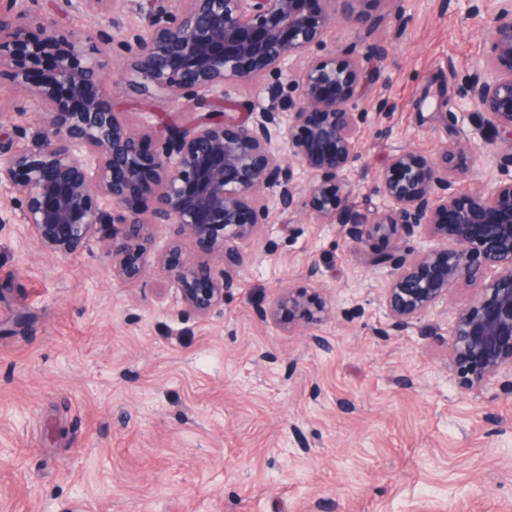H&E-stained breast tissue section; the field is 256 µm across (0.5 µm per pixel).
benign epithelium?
Masks as SVG:
<instances>
[{"instance_id": "7a95c632", "label": "benign epithelium", "mask_w": 512, "mask_h": 512, "mask_svg": "<svg viewBox=\"0 0 512 512\" xmlns=\"http://www.w3.org/2000/svg\"><path fill=\"white\" fill-rule=\"evenodd\" d=\"M146 0L120 42L126 82L144 95L164 92L201 110L188 127L154 128V148L144 150L127 113L100 91L104 77L86 44L112 50L104 29L62 30L39 17L31 0L0 5V69L39 110L42 132L33 150H0V190L10 194L40 245L73 253L96 234L108 241L114 275L134 281L146 251L144 216L171 224L195 240L196 259L172 246L160 265L178 285L184 310L205 316L224 305L236 287L239 243L265 224L296 217L349 225L350 239H382L400 255L384 289L392 324L420 319L455 285L477 289L457 308L448 327L450 357L462 387L479 388L506 372L512 377V177L489 191L461 198L457 183L470 169L471 143L426 158L410 149L387 157L378 193L386 201L366 213L348 207L346 173L367 115L357 111L359 90L376 71L352 54L324 52L328 29L372 24L357 0ZM96 14L114 0H78ZM493 14L484 35L486 56L468 73L463 96L479 118L482 148L502 135L512 140V0H484ZM303 60L282 110L250 108L242 120L226 117L224 85L276 74ZM53 68L40 81L48 60ZM288 153H282V147ZM312 174L302 185L292 164ZM421 246L408 245L410 240ZM223 253L214 270L206 255ZM288 312L287 330L314 324L302 290H288L269 309Z\"/></svg>"}]
</instances>
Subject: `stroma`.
<instances>
[{"instance_id": "1", "label": "stroma", "mask_w": 512, "mask_h": 512, "mask_svg": "<svg viewBox=\"0 0 512 512\" xmlns=\"http://www.w3.org/2000/svg\"><path fill=\"white\" fill-rule=\"evenodd\" d=\"M56 2L34 8L118 40L139 4L116 0L103 16ZM476 2L361 0L372 27L328 29V50L379 72L356 99L367 119L348 173L354 211L382 205L378 175L396 150L434 157L478 142V120L457 96L487 50L491 16ZM100 61L103 91L133 132L194 121L188 101L119 83L120 48ZM302 68L291 60L266 80L226 85L224 96L277 106ZM428 84L451 97L450 114L421 103ZM40 130L31 98L1 75L0 145L35 146ZM509 177L512 142L500 140L458 188ZM302 228L261 227L223 306L194 317L158 262L175 240L197 254L173 226L145 224L143 274L125 283L101 238L61 255L26 224L0 225V512H512V378L462 388L447 343L433 340L474 290L454 287L393 328L381 304L393 267L369 262L385 245L354 244L344 225L312 217ZM299 287L327 314L287 332L263 311Z\"/></svg>"}]
</instances>
